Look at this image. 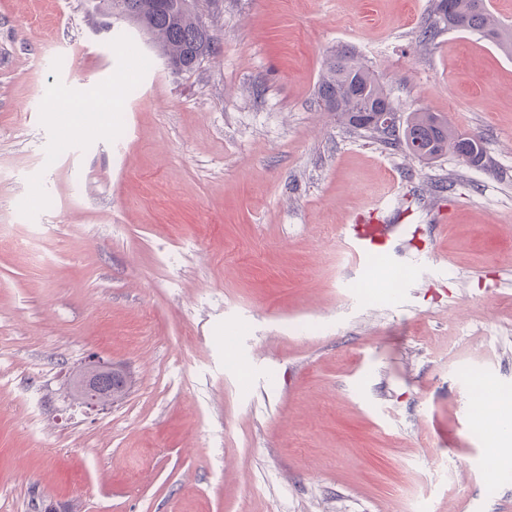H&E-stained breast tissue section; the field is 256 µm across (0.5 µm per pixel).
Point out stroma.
Segmentation results:
<instances>
[{
	"label": "stroma",
	"mask_w": 512,
	"mask_h": 512,
	"mask_svg": "<svg viewBox=\"0 0 512 512\" xmlns=\"http://www.w3.org/2000/svg\"><path fill=\"white\" fill-rule=\"evenodd\" d=\"M435 3L199 0L177 73L99 0H0V512H512L466 415L512 391V55ZM342 48L487 168L338 123ZM349 224L399 230L357 268ZM93 355L129 383L88 414Z\"/></svg>",
	"instance_id": "35a3bbf8"
}]
</instances>
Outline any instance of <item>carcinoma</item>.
I'll return each instance as SVG.
<instances>
[{
  "instance_id": "cac0c4a2",
  "label": "carcinoma",
  "mask_w": 512,
  "mask_h": 512,
  "mask_svg": "<svg viewBox=\"0 0 512 512\" xmlns=\"http://www.w3.org/2000/svg\"><path fill=\"white\" fill-rule=\"evenodd\" d=\"M126 20L148 37L159 54L179 72L198 69L194 59L215 51L213 32L203 28L195 9L185 10L183 0H120ZM435 12L451 29L477 33L499 47L512 51V29L497 22L487 0H437ZM318 97L336 119L354 132L375 138L387 146L402 148L421 161L430 162L448 152L466 149L469 167L485 165L482 143L468 146L463 133L448 127V121L430 112H413L399 124L380 126L376 114L390 102L377 78L349 50L334 54L327 74L318 86Z\"/></svg>"
}]
</instances>
